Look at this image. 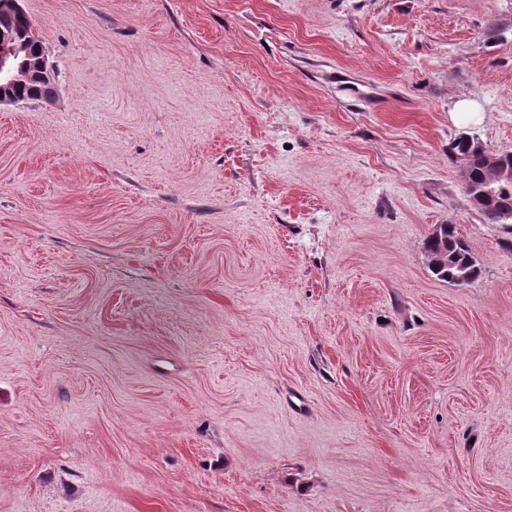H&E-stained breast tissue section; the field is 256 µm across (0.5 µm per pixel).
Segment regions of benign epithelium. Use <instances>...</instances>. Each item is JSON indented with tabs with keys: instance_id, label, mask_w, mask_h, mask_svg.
Masks as SVG:
<instances>
[{
	"instance_id": "1",
	"label": "benign epithelium",
	"mask_w": 512,
	"mask_h": 512,
	"mask_svg": "<svg viewBox=\"0 0 512 512\" xmlns=\"http://www.w3.org/2000/svg\"><path fill=\"white\" fill-rule=\"evenodd\" d=\"M35 74L48 82L54 80V72L47 66L46 51L37 56L30 47L29 39L5 35V42L0 44V107L15 104L14 88ZM468 141L490 158L491 174L484 192H491L498 180H512V169L500 167L495 152L488 150L477 137L470 136Z\"/></svg>"
}]
</instances>
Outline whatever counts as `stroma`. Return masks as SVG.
Listing matches in <instances>:
<instances>
[{
  "mask_svg": "<svg viewBox=\"0 0 512 512\" xmlns=\"http://www.w3.org/2000/svg\"><path fill=\"white\" fill-rule=\"evenodd\" d=\"M22 6L0 512H512V224L448 153L512 152V0ZM31 25L24 10L21 13L5 16L3 19L0 15V30H4L0 41L4 36L6 41L0 45V107L16 104L14 88L23 83L15 90L16 96L21 101H49L55 97V85L43 84L37 80L26 82L35 74L48 82L54 80V72L47 66L45 48H42L40 57L33 52L40 50V45H43L41 39L39 37L31 39L32 49L30 47L27 36L31 37L29 33ZM5 31L26 38L10 36ZM425 249L434 258L444 252L447 255L445 263L431 265L432 273L439 279L455 283L459 276L476 279L480 274V269L454 224L437 226L426 239Z\"/></svg>",
  "mask_w": 512,
  "mask_h": 512,
  "instance_id": "stroma-1",
  "label": "stroma"
}]
</instances>
